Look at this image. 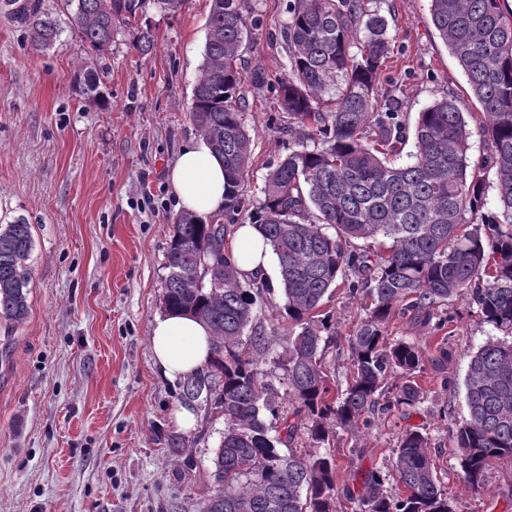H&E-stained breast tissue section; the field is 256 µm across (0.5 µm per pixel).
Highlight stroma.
<instances>
[{"instance_id": "obj_1", "label": "stroma", "mask_w": 512, "mask_h": 512, "mask_svg": "<svg viewBox=\"0 0 512 512\" xmlns=\"http://www.w3.org/2000/svg\"><path fill=\"white\" fill-rule=\"evenodd\" d=\"M288 2L252 0L241 47L253 139L246 193L254 204L301 137L272 92L288 71ZM43 6L60 28L43 52L0 9V224L24 219L34 241L28 316L18 326L0 318V512H193L212 483L223 423L197 409L190 464L172 454L178 388L154 366L150 336L163 311V258L179 211L168 172L198 137L189 112L211 0H187L175 13L147 0L142 18L156 44L147 58L136 49L140 28H121L99 53L82 45L63 0ZM369 7L388 19L387 74L409 121L449 91L461 112H480L432 24L430 0ZM257 71L265 78L258 89ZM89 74L99 77L102 100L84 94ZM368 309L340 287L324 301L339 346ZM445 310L453 351L445 379L425 382L414 405L369 430L336 431L319 453L335 457L338 486L360 489L359 472L378 469L394 493L393 450L405 429L417 428L430 439L454 512H512L504 496L512 463L491 464L484 492L474 493L452 438L467 415L469 359L499 332L468 296L449 299Z\"/></svg>"}]
</instances>
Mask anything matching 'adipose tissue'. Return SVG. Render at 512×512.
I'll return each mask as SVG.
<instances>
[{
    "label": "adipose tissue",
    "instance_id": "ef3b65f1",
    "mask_svg": "<svg viewBox=\"0 0 512 512\" xmlns=\"http://www.w3.org/2000/svg\"><path fill=\"white\" fill-rule=\"evenodd\" d=\"M180 208L200 219L224 207V166L202 140L184 146L169 173ZM240 272H266L271 249L252 225L238 227L229 244ZM151 352L159 373L177 383L204 368L210 356V330L195 316L169 311L156 316L150 336Z\"/></svg>",
    "mask_w": 512,
    "mask_h": 512
}]
</instances>
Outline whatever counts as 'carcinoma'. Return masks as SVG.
Returning a JSON list of instances; mask_svg holds the SVG:
<instances>
[{"label": "carcinoma", "instance_id": "cac0c4a2", "mask_svg": "<svg viewBox=\"0 0 512 512\" xmlns=\"http://www.w3.org/2000/svg\"><path fill=\"white\" fill-rule=\"evenodd\" d=\"M203 62L190 118L224 162V211L203 221L172 219L164 254V309L196 315L211 329L213 360L180 383L178 401L205 406L223 421L212 458L213 483L196 512H454L428 453L429 437L406 429L395 449L401 493L384 492L385 475L365 472L362 492L340 490L336 461L293 449L304 435L329 441L336 426L352 434L419 399L421 348L389 341L397 316L448 324L441 303L470 295L485 321L512 334V6L508 0H430L432 23L456 58L482 112L475 119L487 147L469 157L473 130L446 94L409 126L380 72L390 51L388 21L367 0H290L285 26L288 74L277 97L297 147L267 175L264 198L247 209L245 176L252 139L245 125L239 49L250 24L249 0H211ZM143 0H65L80 41L97 52L118 28L139 21ZM28 31L32 47L49 49L59 31L43 0H0ZM408 161L395 162L407 142ZM495 170V201L485 174ZM279 265L289 327L254 322L270 285L242 277L226 238L244 211ZM388 242L383 254L349 248L354 239ZM33 249L30 225L0 224V316L28 315ZM370 300L349 335L353 374L335 383L325 360L335 334L319 310L338 283ZM284 343L277 363L284 392L265 380L269 344ZM447 337L429 356L444 373ZM403 382L384 395L389 373ZM468 417L454 424L464 483L480 492L495 461L512 460V341L489 340L470 358L464 381ZM279 422L269 435L265 418Z\"/></svg>", "mask_w": 512, "mask_h": 512}]
</instances>
